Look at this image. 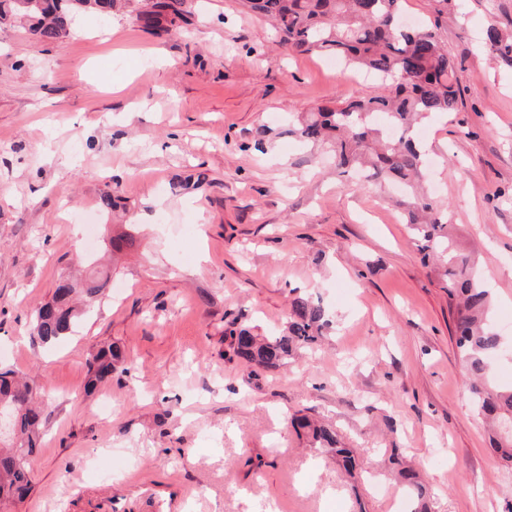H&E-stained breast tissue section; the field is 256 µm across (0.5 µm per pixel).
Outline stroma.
<instances>
[{
	"label": "stroma",
	"mask_w": 512,
	"mask_h": 512,
	"mask_svg": "<svg viewBox=\"0 0 512 512\" xmlns=\"http://www.w3.org/2000/svg\"><path fill=\"white\" fill-rule=\"evenodd\" d=\"M140 4L78 13L55 43L0 23V367L49 400L32 490L0 512H402L394 448L431 512H512V467L465 385L437 269L387 188L288 132L378 85L277 46L240 0H186L177 34L139 28ZM407 9L457 62L463 100L426 125V181L477 248L503 328L494 376L510 385L512 63L481 37L512 32V0H466L439 26L432 0ZM71 211L135 244L104 256L111 288L43 345L35 309L91 271ZM298 296L332 322L314 349L256 376L225 358L232 325L280 335ZM107 345L124 359L88 389ZM298 412L354 449L359 480L290 424Z\"/></svg>",
	"instance_id": "obj_1"
}]
</instances>
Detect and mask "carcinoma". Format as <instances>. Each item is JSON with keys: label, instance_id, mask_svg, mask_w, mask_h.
<instances>
[{"label": "carcinoma", "instance_id": "1", "mask_svg": "<svg viewBox=\"0 0 512 512\" xmlns=\"http://www.w3.org/2000/svg\"><path fill=\"white\" fill-rule=\"evenodd\" d=\"M245 9L269 20L279 43L300 53L335 57L349 71L368 73L381 92L354 96L333 108L305 113L288 133L313 145L325 146L343 172L363 169L377 184L407 188L400 202L423 259L439 264L448 297L455 309V344L464 375L479 413L494 424L512 421V386L498 385L490 375L491 362L502 351L500 334L489 316L491 295L476 269V251L459 244L448 212L420 192L425 153L415 139V126L436 115H450L462 100L454 82L455 58L432 29L402 25L405 0H241ZM117 0H0V19L27 18L32 30L47 43L69 34L74 10L81 7L109 14ZM184 17V0H154L139 10L135 21L146 31L169 30ZM484 43L505 60H512V40L495 28ZM72 285H57L50 301L37 307L33 337L54 343L73 328L77 312ZM330 326L320 303L296 297L291 302L288 333L262 340L246 328L230 330L229 352L250 367L271 369L283 364L298 348L311 347ZM122 359L114 346L100 348L89 360L88 387L112 374ZM0 407L13 414L11 431L0 439V505L26 498L31 490L30 457L41 446L45 401L36 386L13 371H0ZM295 423L311 431L318 448H330L344 469L353 473V452L336 431ZM494 448L512 462V432L493 433ZM389 463L404 486L411 512H428L420 475L402 464L400 449H391Z\"/></svg>", "mask_w": 512, "mask_h": 512}]
</instances>
